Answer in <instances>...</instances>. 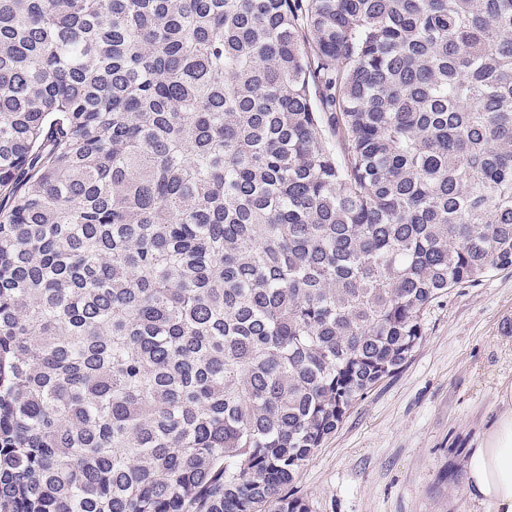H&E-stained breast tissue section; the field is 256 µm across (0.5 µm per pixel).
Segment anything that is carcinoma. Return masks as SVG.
Here are the masks:
<instances>
[{
	"label": "carcinoma",
	"instance_id": "cac0c4a2",
	"mask_svg": "<svg viewBox=\"0 0 512 512\" xmlns=\"http://www.w3.org/2000/svg\"><path fill=\"white\" fill-rule=\"evenodd\" d=\"M509 269L512 0H0V512H312Z\"/></svg>",
	"mask_w": 512,
	"mask_h": 512
}]
</instances>
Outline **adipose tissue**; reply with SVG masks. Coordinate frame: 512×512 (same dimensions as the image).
I'll return each mask as SVG.
<instances>
[{"instance_id":"1","label":"adipose tissue","mask_w":512,"mask_h":512,"mask_svg":"<svg viewBox=\"0 0 512 512\" xmlns=\"http://www.w3.org/2000/svg\"><path fill=\"white\" fill-rule=\"evenodd\" d=\"M465 492L489 512H512V408L497 419L465 462Z\"/></svg>"}]
</instances>
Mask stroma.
Segmentation results:
<instances>
[{"label": "stroma", "instance_id": "35a3bbf8", "mask_svg": "<svg viewBox=\"0 0 512 512\" xmlns=\"http://www.w3.org/2000/svg\"><path fill=\"white\" fill-rule=\"evenodd\" d=\"M408 362L353 406L298 474L312 512H486L463 462L512 393V270L451 289Z\"/></svg>", "mask_w": 512, "mask_h": 512}]
</instances>
